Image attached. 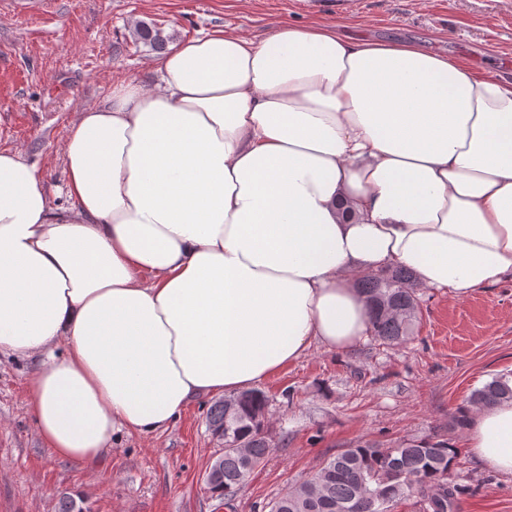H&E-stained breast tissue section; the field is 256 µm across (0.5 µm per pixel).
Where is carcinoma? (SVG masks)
Wrapping results in <instances>:
<instances>
[{
  "label": "carcinoma",
  "instance_id": "obj_1",
  "mask_svg": "<svg viewBox=\"0 0 512 512\" xmlns=\"http://www.w3.org/2000/svg\"><path fill=\"white\" fill-rule=\"evenodd\" d=\"M139 40L156 51L168 37L153 23L138 25ZM358 288L363 294L369 333L385 343L409 337L418 309L415 277L405 268L369 273ZM512 400V382L496 377L472 394V403L488 407ZM267 397L260 390L214 402L206 414L211 435L224 441L210 464L205 485L214 498L229 504L251 472L269 454L265 422ZM246 453H241L239 447ZM458 449L445 438L401 442L393 448L357 444L323 462L311 478L294 486L271 505L270 512H393L394 506L415 497L422 512H456L460 489L448 482ZM58 512H91L86 501L63 492Z\"/></svg>",
  "mask_w": 512,
  "mask_h": 512
}]
</instances>
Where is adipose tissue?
<instances>
[{
  "instance_id": "adipose-tissue-1",
  "label": "adipose tissue",
  "mask_w": 512,
  "mask_h": 512,
  "mask_svg": "<svg viewBox=\"0 0 512 512\" xmlns=\"http://www.w3.org/2000/svg\"><path fill=\"white\" fill-rule=\"evenodd\" d=\"M147 73L72 118L66 205L0 150V355L34 362L57 458L351 350L368 273L455 299L512 275V82L328 25L206 33ZM468 430L512 474V401Z\"/></svg>"
}]
</instances>
